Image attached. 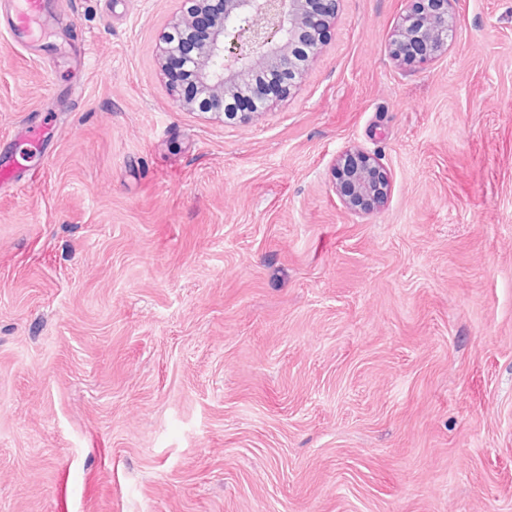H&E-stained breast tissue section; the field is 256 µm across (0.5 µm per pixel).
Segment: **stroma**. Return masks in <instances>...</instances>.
Returning a JSON list of instances; mask_svg holds the SVG:
<instances>
[{
	"label": "stroma",
	"mask_w": 512,
	"mask_h": 512,
	"mask_svg": "<svg viewBox=\"0 0 512 512\" xmlns=\"http://www.w3.org/2000/svg\"><path fill=\"white\" fill-rule=\"evenodd\" d=\"M406 6L339 0L246 123L176 104L184 0L0 28V148L50 131L0 184V512H512V0L411 69ZM333 179L350 209L374 208L384 203L389 182L376 158L361 149L343 152L333 168Z\"/></svg>",
	"instance_id": "1"
}]
</instances>
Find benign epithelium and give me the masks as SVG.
<instances>
[{"label":"benign epithelium","mask_w":512,"mask_h":512,"mask_svg":"<svg viewBox=\"0 0 512 512\" xmlns=\"http://www.w3.org/2000/svg\"><path fill=\"white\" fill-rule=\"evenodd\" d=\"M185 16L174 23L164 38L161 61L164 70L184 65L196 90L191 99L185 88L170 83L176 103L204 108L235 120L268 111L270 98L253 88L254 105L239 113L230 111L231 99L250 83L257 70L275 72L283 78L282 94L290 93L301 75L297 51L312 59L336 16L339 0H223L219 10L209 9L210 0H185ZM452 0H407V7L390 37V56L406 66H419L447 49L456 27ZM194 23L208 27V41L199 45L172 35ZM333 179L343 202L350 209H369L386 200L389 182L376 158L356 148L343 152L333 168Z\"/></svg>","instance_id":"7a95c632"}]
</instances>
